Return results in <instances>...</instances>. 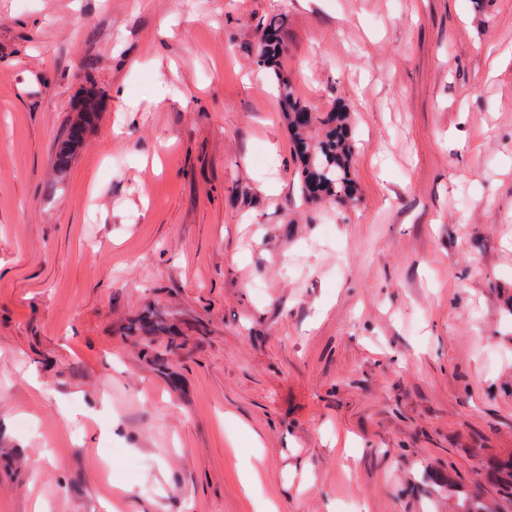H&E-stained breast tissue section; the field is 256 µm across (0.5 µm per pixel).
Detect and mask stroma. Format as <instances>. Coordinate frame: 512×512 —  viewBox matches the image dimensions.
I'll return each instance as SVG.
<instances>
[{
  "label": "stroma",
  "mask_w": 512,
  "mask_h": 512,
  "mask_svg": "<svg viewBox=\"0 0 512 512\" xmlns=\"http://www.w3.org/2000/svg\"><path fill=\"white\" fill-rule=\"evenodd\" d=\"M276 14L350 203L300 193ZM511 455L512 0H0V512H512ZM282 16L262 22L263 38L258 44L254 62L262 70L283 102L282 116L293 139V151L299 164L300 191L311 201L322 199L344 202L355 194L350 163L354 140L347 113L312 112L290 90L288 75L280 67ZM320 125L324 134L316 143L309 141L311 127ZM102 100V93L93 86L82 91L69 128L57 147L55 172L58 181L66 176L71 160L87 145L89 136L96 131Z\"/></svg>",
  "instance_id": "obj_1"
}]
</instances>
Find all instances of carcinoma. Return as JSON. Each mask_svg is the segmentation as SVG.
Returning a JSON list of instances; mask_svg holds the SVG:
<instances>
[{
	"mask_svg": "<svg viewBox=\"0 0 512 512\" xmlns=\"http://www.w3.org/2000/svg\"><path fill=\"white\" fill-rule=\"evenodd\" d=\"M283 25L284 18L281 16L267 18L262 22L263 38L255 50L254 62L282 97V116L292 135L302 195L311 201L329 199L344 202L355 194L350 172L354 140L347 113L340 109L313 112L294 96L289 87L288 75L280 67L282 46L279 33ZM102 100V93L93 86L82 91L69 128L57 147V179L66 176L71 160L87 145L89 136L96 131ZM315 125L322 126L324 134L313 143L309 141L308 133Z\"/></svg>",
	"mask_w": 512,
	"mask_h": 512,
	"instance_id": "cac0c4a2",
	"label": "carcinoma"
}]
</instances>
